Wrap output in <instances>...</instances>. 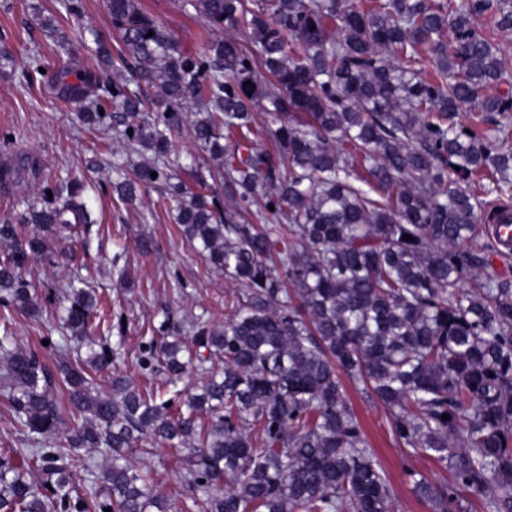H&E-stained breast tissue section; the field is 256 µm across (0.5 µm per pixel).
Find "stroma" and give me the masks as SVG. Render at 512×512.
I'll use <instances>...</instances> for the list:
<instances>
[{
    "label": "stroma",
    "mask_w": 512,
    "mask_h": 512,
    "mask_svg": "<svg viewBox=\"0 0 512 512\" xmlns=\"http://www.w3.org/2000/svg\"><path fill=\"white\" fill-rule=\"evenodd\" d=\"M140 2L171 30L183 48L197 49L206 38L204 23L183 12L178 0ZM83 4V13L76 19L57 15L56 0H0V46L10 49L19 64L26 60L30 48H39L51 72L66 61L77 69L92 66L94 58L81 43L82 30L94 28L108 40L112 37V20L105 0H83ZM43 17L53 18L58 35L71 41V53L60 50L58 35H50L41 27L39 20ZM76 113V105L58 101L45 82L26 84L11 69L1 70L0 134H10L11 139L0 142V163L36 159L43 177L58 185L84 172L87 162L94 159L102 166L99 179H111V132L83 126ZM159 197V190L153 189L135 203L126 204L110 188L96 193L95 222L89 234H72L61 242L52 260L36 261L28 267L26 278L42 299V313L32 318L16 309L9 311L11 331L18 344L48 365H55L59 354L44 339L60 335L58 316L65 304V286L77 270L89 277L107 312L126 316L121 371L135 385L146 382L137 357L151 336V326L166 319L182 324L195 317L213 324L223 322L232 285L224 276L207 270L201 257L189 248L179 225L158 208ZM143 237L152 240L153 251L139 249L138 241ZM174 274L185 285L182 293H174L169 285ZM344 391L390 477L395 512H432L407 472L416 469L438 482L446 479V471L432 461L405 456L393 442L384 408L352 382H345ZM170 456L168 446L153 445L143 461L159 471L157 489L172 502L173 512H196L178 474L169 470Z\"/></svg>",
    "instance_id": "stroma-1"
}]
</instances>
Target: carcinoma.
Here are the masks:
<instances>
[{"instance_id": "carcinoma-1", "label": "carcinoma", "mask_w": 512, "mask_h": 512, "mask_svg": "<svg viewBox=\"0 0 512 512\" xmlns=\"http://www.w3.org/2000/svg\"><path fill=\"white\" fill-rule=\"evenodd\" d=\"M106 7L120 51L94 37L95 67H60L57 97L126 154H150L113 165L112 191L162 187L189 247L238 288L222 325L151 327L138 365L224 368L185 397L122 375L101 392L92 373L122 353L82 277L53 343L88 342L81 362L51 368L1 322L0 387L20 438L0 455V512H168L142 465L153 442L172 450L196 512H392L344 376L386 410L405 454L450 472L408 473L434 512L468 496L512 512V277L489 271L499 239L480 242L475 224L485 210L491 224L512 216L507 47L481 24L511 33L512 0H181L216 32L194 51L138 0ZM42 67L29 50L21 80ZM464 106L481 124L456 122ZM184 132L208 154L191 185L176 173ZM86 183L42 184L0 225L1 307L40 314L24 273L96 223Z\"/></svg>"}]
</instances>
